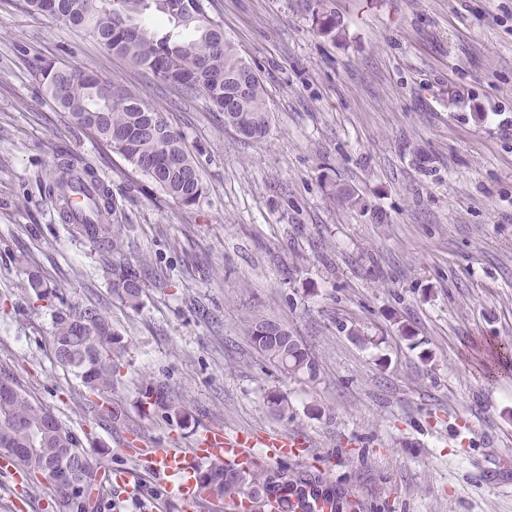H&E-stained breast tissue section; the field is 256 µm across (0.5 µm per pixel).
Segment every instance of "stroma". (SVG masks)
Wrapping results in <instances>:
<instances>
[{
	"label": "stroma",
	"instance_id": "35a3bbf8",
	"mask_svg": "<svg viewBox=\"0 0 512 512\" xmlns=\"http://www.w3.org/2000/svg\"><path fill=\"white\" fill-rule=\"evenodd\" d=\"M345 33H316L320 5ZM262 79L270 128L249 140L202 96L157 81L88 34L0 0V372L69 421L103 467L101 512H183L152 448L203 429L301 434L303 457L365 512H512V0H204ZM124 85L180 131L204 192L184 206L73 124L32 64ZM96 166L143 266L139 309L111 261L59 218L41 181ZM353 187L362 204L334 199ZM27 254L20 267L14 257ZM56 289L32 303L29 272ZM103 307L122 340L112 400L125 425L84 418L52 357L55 309ZM287 323L319 364L283 376L253 349L251 312ZM183 422L143 414L148 384ZM287 399L286 415L270 408ZM470 430L458 436L456 419ZM53 491L0 466V512H52Z\"/></svg>",
	"mask_w": 512,
	"mask_h": 512
}]
</instances>
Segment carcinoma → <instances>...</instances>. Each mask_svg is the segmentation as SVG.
I'll use <instances>...</instances> for the list:
<instances>
[{
	"label": "carcinoma",
	"mask_w": 512,
	"mask_h": 512,
	"mask_svg": "<svg viewBox=\"0 0 512 512\" xmlns=\"http://www.w3.org/2000/svg\"><path fill=\"white\" fill-rule=\"evenodd\" d=\"M32 10L44 17L65 21L86 30L115 54L130 58L161 82L176 85L190 94L199 93L224 114V125L248 138L264 136L270 127L265 89L252 68L234 52L224 38V30L212 21L199 0H28ZM154 14L166 17L171 29L162 35L144 26ZM195 38L185 41L181 33ZM317 32L339 38L344 32L336 11L318 15ZM47 95L68 112L76 125L103 146L121 155L134 169L148 176L162 191L182 205L197 201L203 193L198 166L183 146V139L140 94L116 86L98 74L52 60L34 63ZM94 189L85 201L97 223L92 231L75 226L81 236L91 233L90 242L112 256L113 293L128 307L142 304L144 284L131 264L125 262L120 225L113 223L115 207L110 191L93 165L62 162L45 173L48 195L59 200L79 186ZM268 318L254 314L247 319V334L254 348L284 375L317 377L318 365L303 343L285 323L279 330L262 328ZM51 346L56 363L69 370L85 388V411L95 418L122 422V412L112 406L110 396L119 382V333L107 312L93 304H69L55 314ZM0 450L7 464L19 462L29 481L40 483L47 469L62 472L53 485L55 505L71 512L99 509L101 499L92 497L103 484L93 467L91 453L66 421L36 403L11 378L0 377ZM142 410L163 409L177 416L180 409L163 402L161 390L143 393ZM245 473L223 461H212L201 473L206 494L228 499L238 512H267L247 490L268 494L286 493L281 512H313L314 499L328 498L334 512H355L351 494L325 487L318 471L300 469L282 483L280 467L257 469L246 462Z\"/></svg>",
	"instance_id": "obj_1"
}]
</instances>
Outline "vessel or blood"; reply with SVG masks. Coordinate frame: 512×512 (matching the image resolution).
<instances>
[{
  "mask_svg": "<svg viewBox=\"0 0 512 512\" xmlns=\"http://www.w3.org/2000/svg\"><path fill=\"white\" fill-rule=\"evenodd\" d=\"M299 437L288 434H269L258 438L244 432H205L194 447L157 448L146 460V466L153 472L175 477L179 480L178 492L186 501H193L199 486L198 471L216 458L242 461L252 457L256 447L269 448L271 456L294 453L299 448Z\"/></svg>",
  "mask_w": 512,
  "mask_h": 512,
  "instance_id": "vessel-or-blood-1",
  "label": "vessel or blood"
}]
</instances>
